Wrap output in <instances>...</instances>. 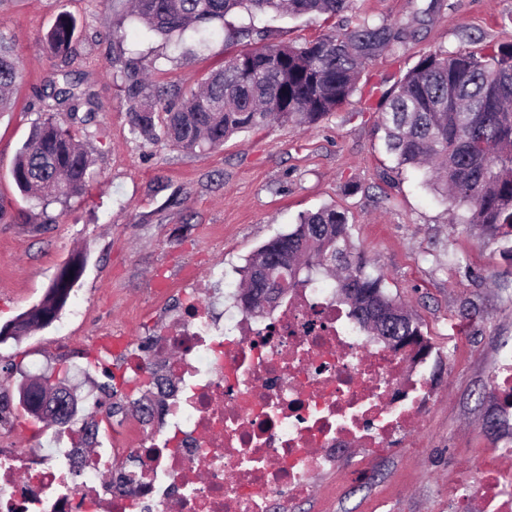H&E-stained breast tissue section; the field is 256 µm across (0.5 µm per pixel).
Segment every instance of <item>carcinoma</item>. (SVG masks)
<instances>
[{"label": "carcinoma", "instance_id": "carcinoma-1", "mask_svg": "<svg viewBox=\"0 0 512 512\" xmlns=\"http://www.w3.org/2000/svg\"><path fill=\"white\" fill-rule=\"evenodd\" d=\"M352 0H135L131 15L149 31L171 37L199 35L236 10L335 16ZM74 22L60 15L44 36L50 49L70 53ZM400 42L387 25L363 22L300 45H266L238 54L208 75L204 90L185 104L141 101L146 87L128 85L129 122L149 143L165 140L200 153L224 146L232 135L258 132L273 122L317 124L357 90L361 70L373 57ZM20 77L17 57L0 34V112L13 109L11 89ZM52 99L77 116L83 103L75 84L54 85ZM386 147L401 168L422 176V184L456 209L458 224L478 240L496 241L512 257V43L481 52L422 54L381 105ZM88 155L69 129L53 116L34 128L12 168L25 196L40 199L51 187L55 199L80 195L89 179ZM337 275L336 303L361 330L373 336H421L415 313L384 289V276L367 270L354 251L346 213L323 207L302 214L295 227L259 247L242 269L238 297L249 294V314L266 315L320 271Z\"/></svg>", "mask_w": 512, "mask_h": 512}]
</instances>
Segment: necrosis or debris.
Listing matches in <instances>:
<instances>
[{"label":"necrosis or debris","instance_id":"necrosis-or-debris-1","mask_svg":"<svg viewBox=\"0 0 512 512\" xmlns=\"http://www.w3.org/2000/svg\"><path fill=\"white\" fill-rule=\"evenodd\" d=\"M185 309L138 343L103 330L85 359L127 398L150 391L136 419L111 411L83 424L82 455L57 427L37 451L11 445L0 408V512H295L309 477L351 443L368 474L429 412L426 355L367 347L323 280L289 290L272 317L214 301L200 280ZM416 375H409V362ZM512 512V472L482 460L448 488L451 512Z\"/></svg>","mask_w":512,"mask_h":512}]
</instances>
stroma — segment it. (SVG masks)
Masks as SVG:
<instances>
[{
	"instance_id": "stroma-1",
	"label": "stroma",
	"mask_w": 512,
	"mask_h": 512,
	"mask_svg": "<svg viewBox=\"0 0 512 512\" xmlns=\"http://www.w3.org/2000/svg\"><path fill=\"white\" fill-rule=\"evenodd\" d=\"M125 0H0V33L11 39L22 76L12 111L0 113V326L37 304L59 268L76 252L85 271L49 326L0 344V399L18 401L28 375H56L80 397L72 426L118 402L103 376L84 379L62 354L86 347L104 324L134 339L150 335L161 308L177 301L172 288L187 272L220 269L239 285L240 269L261 245L291 229L300 213L324 206L346 212L357 253L383 273L387 292L409 305L422 332L441 350L452 375L441 378L430 414L408 445L380 459L378 480L354 481L348 468L311 478L304 512H448V485L475 471L498 428L490 385L493 356L512 345V259L495 243L453 230L449 203L422 188L413 171H398L387 152L378 105L422 53L512 42V0H355L339 16L291 18L239 10L214 24L205 46L148 34L122 20ZM75 25L73 52H49L44 34L59 14ZM385 23L403 39L369 61L357 91L311 127L273 125L242 132L211 153L148 143L131 130L125 92L131 79L187 96L224 60L262 44H298L332 27ZM121 25L122 39L110 36ZM70 76L90 94V111L54 119L70 128L91 160L93 178L67 201L43 204L21 194L11 170L17 153L45 114L52 82Z\"/></svg>"
}]
</instances>
